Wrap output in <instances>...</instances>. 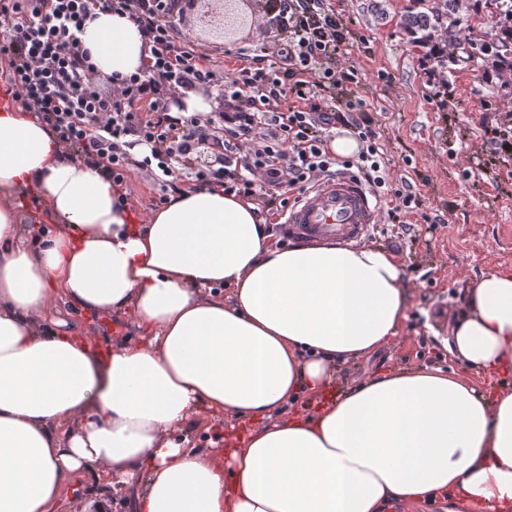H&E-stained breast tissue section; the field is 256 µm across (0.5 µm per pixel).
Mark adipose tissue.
<instances>
[{"label": "adipose tissue", "mask_w": 512, "mask_h": 512, "mask_svg": "<svg viewBox=\"0 0 512 512\" xmlns=\"http://www.w3.org/2000/svg\"><path fill=\"white\" fill-rule=\"evenodd\" d=\"M81 39L104 79L151 58L126 16L92 9ZM121 195L0 106V512H58L77 481L100 512L116 490L130 512H512V270L466 292L445 342L462 371L379 372L308 413L300 393L405 327L396 255L278 246L217 184L144 222ZM76 312L130 316L135 334L95 335ZM203 411L240 422L226 454L192 442Z\"/></svg>", "instance_id": "adipose-tissue-1"}]
</instances>
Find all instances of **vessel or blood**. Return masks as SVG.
<instances>
[{"instance_id":"b4317fda","label":"vessel or blood","mask_w":512,"mask_h":512,"mask_svg":"<svg viewBox=\"0 0 512 512\" xmlns=\"http://www.w3.org/2000/svg\"><path fill=\"white\" fill-rule=\"evenodd\" d=\"M378 208L362 183L340 175L305 192L282 225L292 239L359 240L375 224Z\"/></svg>"}]
</instances>
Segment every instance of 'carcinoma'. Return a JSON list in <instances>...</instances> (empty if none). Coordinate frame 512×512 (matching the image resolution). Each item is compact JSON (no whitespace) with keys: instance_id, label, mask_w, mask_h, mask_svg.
<instances>
[{"instance_id":"cac0c4a2","label":"carcinoma","mask_w":512,"mask_h":512,"mask_svg":"<svg viewBox=\"0 0 512 512\" xmlns=\"http://www.w3.org/2000/svg\"><path fill=\"white\" fill-rule=\"evenodd\" d=\"M497 19L495 27L485 30L482 24L469 28L467 37L459 36L456 23L468 0H412L411 9L404 15L402 28L411 37V44L423 55L438 59L446 67L454 58L444 55L443 44L453 43L466 55V60H482L493 68L512 70V0H485Z\"/></svg>"}]
</instances>
